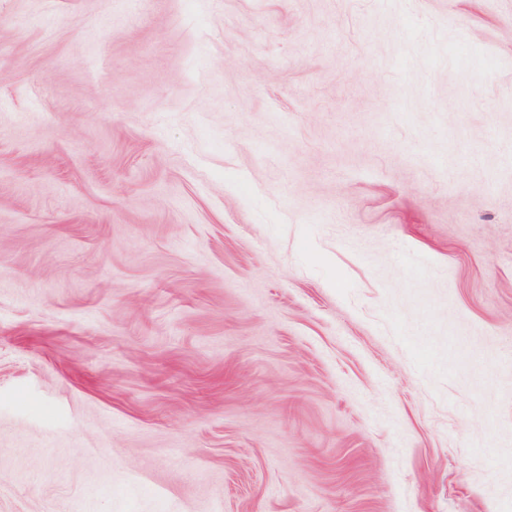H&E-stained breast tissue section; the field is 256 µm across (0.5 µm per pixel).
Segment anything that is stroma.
<instances>
[{
    "mask_svg": "<svg viewBox=\"0 0 512 512\" xmlns=\"http://www.w3.org/2000/svg\"><path fill=\"white\" fill-rule=\"evenodd\" d=\"M512 0H0V512H512Z\"/></svg>",
    "mask_w": 512,
    "mask_h": 512,
    "instance_id": "obj_1",
    "label": "stroma"
}]
</instances>
